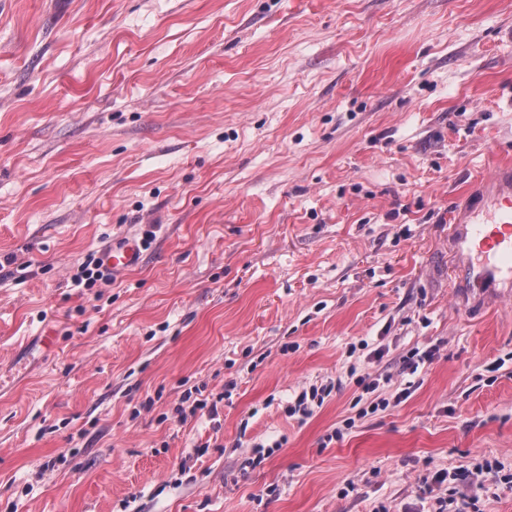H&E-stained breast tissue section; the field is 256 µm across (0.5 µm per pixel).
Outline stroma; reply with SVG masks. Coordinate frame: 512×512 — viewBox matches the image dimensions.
<instances>
[{"label":"stroma","mask_w":512,"mask_h":512,"mask_svg":"<svg viewBox=\"0 0 512 512\" xmlns=\"http://www.w3.org/2000/svg\"><path fill=\"white\" fill-rule=\"evenodd\" d=\"M506 162L512 0H0V512H512ZM450 228L454 288L477 301L512 297V165L486 181L478 203ZM100 258L104 267L116 273L127 272L142 262V253L137 238L133 235H121L112 238L103 245ZM71 278L72 285L76 288H92L99 281H107L104 274L100 271V263L93 257H89ZM330 394V390L327 392V388H318L316 386H310L308 389L303 388L294 398V402L288 406V413L294 416L297 413L306 415L309 411V405L312 403L322 405L324 401V394Z\"/></svg>","instance_id":"stroma-1"}]
</instances>
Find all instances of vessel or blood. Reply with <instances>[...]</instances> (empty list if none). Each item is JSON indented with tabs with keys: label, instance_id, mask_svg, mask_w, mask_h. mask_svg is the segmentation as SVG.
I'll return each mask as SVG.
<instances>
[{
	"label": "vessel or blood",
	"instance_id": "b4317fda",
	"mask_svg": "<svg viewBox=\"0 0 512 512\" xmlns=\"http://www.w3.org/2000/svg\"><path fill=\"white\" fill-rule=\"evenodd\" d=\"M449 237L454 285L476 300L512 297V165L498 168L486 181L478 203L468 206ZM100 258L112 273L137 267L140 244L126 234L103 245Z\"/></svg>",
	"mask_w": 512,
	"mask_h": 512
}]
</instances>
